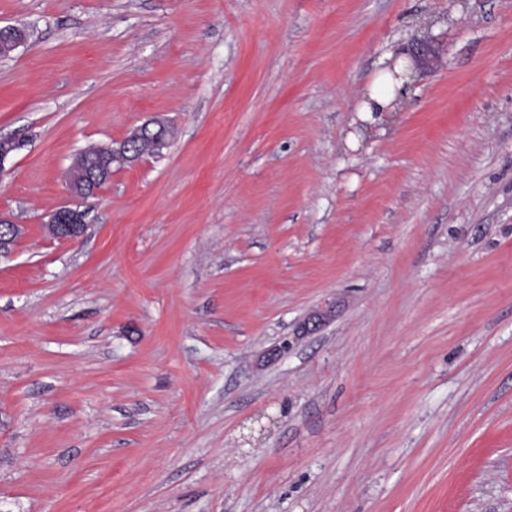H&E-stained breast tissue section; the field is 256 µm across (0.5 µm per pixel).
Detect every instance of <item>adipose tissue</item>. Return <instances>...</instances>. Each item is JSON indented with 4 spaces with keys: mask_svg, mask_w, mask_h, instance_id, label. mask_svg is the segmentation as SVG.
I'll return each instance as SVG.
<instances>
[{
    "mask_svg": "<svg viewBox=\"0 0 512 512\" xmlns=\"http://www.w3.org/2000/svg\"><path fill=\"white\" fill-rule=\"evenodd\" d=\"M415 67L405 44L394 42L378 57L355 107L361 120L383 124L402 111L415 93Z\"/></svg>",
    "mask_w": 512,
    "mask_h": 512,
    "instance_id": "obj_1",
    "label": "adipose tissue"
}]
</instances>
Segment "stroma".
Here are the masks:
<instances>
[{"label": "stroma", "instance_id": "obj_1", "mask_svg": "<svg viewBox=\"0 0 512 512\" xmlns=\"http://www.w3.org/2000/svg\"><path fill=\"white\" fill-rule=\"evenodd\" d=\"M5 26L0 512H512V0H0ZM395 39L428 47L416 92L362 122ZM151 119L161 155L70 194ZM67 204L85 233L52 240Z\"/></svg>", "mask_w": 512, "mask_h": 512}]
</instances>
